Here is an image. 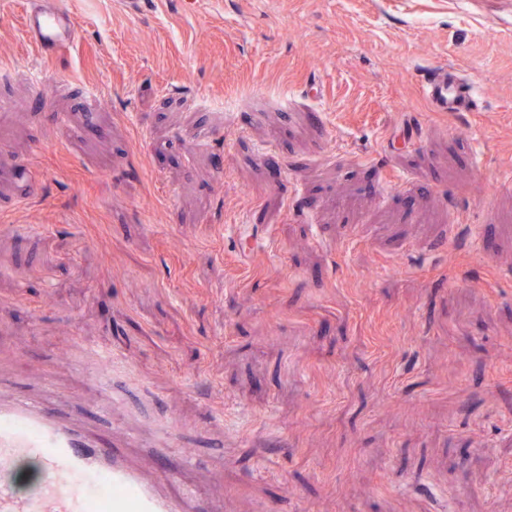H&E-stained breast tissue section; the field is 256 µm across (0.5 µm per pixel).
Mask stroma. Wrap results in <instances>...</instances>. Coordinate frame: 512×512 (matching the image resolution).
<instances>
[{"label":"stroma","instance_id":"stroma-1","mask_svg":"<svg viewBox=\"0 0 512 512\" xmlns=\"http://www.w3.org/2000/svg\"><path fill=\"white\" fill-rule=\"evenodd\" d=\"M0 0V368L224 512H512V0ZM440 67L476 112H436ZM73 17L56 0H40L25 18L30 39L44 57H52L69 45L75 33Z\"/></svg>","mask_w":512,"mask_h":512}]
</instances>
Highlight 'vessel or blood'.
Returning a JSON list of instances; mask_svg holds the SVG:
<instances>
[{"mask_svg":"<svg viewBox=\"0 0 512 512\" xmlns=\"http://www.w3.org/2000/svg\"><path fill=\"white\" fill-rule=\"evenodd\" d=\"M73 17L57 0H39L25 28L42 56L69 45ZM423 92L439 112H470L480 104L477 90L455 71L441 69L427 79ZM0 376V512H89L88 483L104 482L112 491V512H195L196 494L165 488L166 468L147 474L131 460L125 444L103 431L87 428L63 401L45 403L10 393ZM40 460L47 478L37 493L15 494V465L21 458Z\"/></svg>","mask_w":512,"mask_h":512,"instance_id":"obj_1","label":"vessel or blood"}]
</instances>
